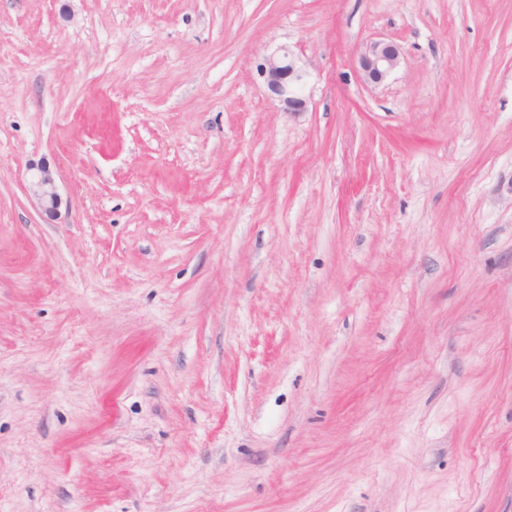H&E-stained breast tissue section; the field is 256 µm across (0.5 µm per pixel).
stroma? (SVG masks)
I'll return each mask as SVG.
<instances>
[{"label": "stroma", "mask_w": 512, "mask_h": 512, "mask_svg": "<svg viewBox=\"0 0 512 512\" xmlns=\"http://www.w3.org/2000/svg\"><path fill=\"white\" fill-rule=\"evenodd\" d=\"M0 512H512V0H0ZM400 57V48L392 41L370 43L359 58L363 81L374 85L384 82L399 66ZM260 71L271 97L281 104L285 112H307V100L302 92L304 71L288 49L269 56ZM32 171L27 191L30 203L46 223L61 218L64 200L57 182V174L50 165H31Z\"/></svg>", "instance_id": "obj_1"}]
</instances>
